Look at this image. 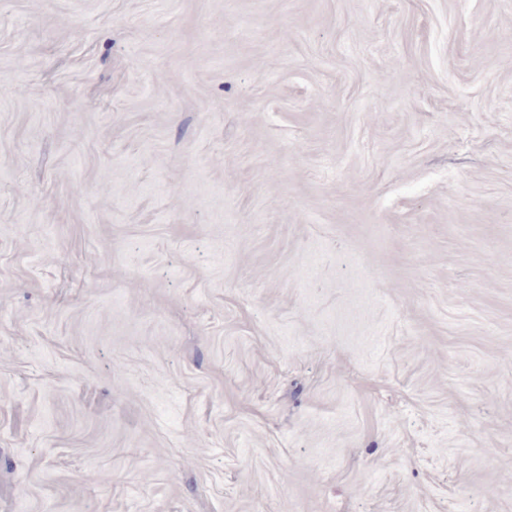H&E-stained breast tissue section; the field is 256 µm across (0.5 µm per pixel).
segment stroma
I'll return each instance as SVG.
<instances>
[{
  "label": "stroma",
  "mask_w": 512,
  "mask_h": 512,
  "mask_svg": "<svg viewBox=\"0 0 512 512\" xmlns=\"http://www.w3.org/2000/svg\"><path fill=\"white\" fill-rule=\"evenodd\" d=\"M0 512H512V0H0Z\"/></svg>",
  "instance_id": "35a3bbf8"
}]
</instances>
